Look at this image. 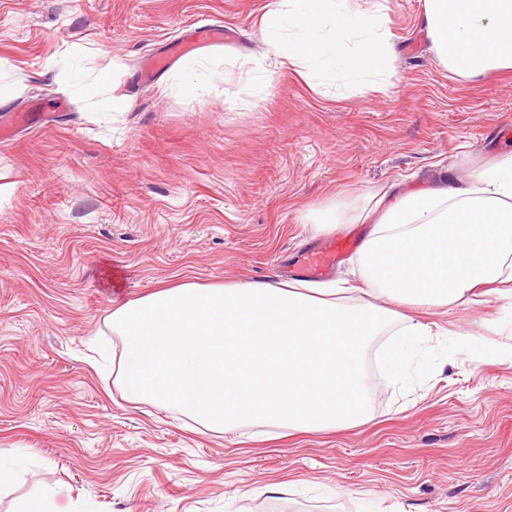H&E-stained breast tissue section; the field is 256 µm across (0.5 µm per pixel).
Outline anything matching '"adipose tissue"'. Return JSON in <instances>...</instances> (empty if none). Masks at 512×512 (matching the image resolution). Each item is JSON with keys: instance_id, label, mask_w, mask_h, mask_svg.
Returning a JSON list of instances; mask_svg holds the SVG:
<instances>
[{"instance_id": "ef3b65f1", "label": "adipose tissue", "mask_w": 512, "mask_h": 512, "mask_svg": "<svg viewBox=\"0 0 512 512\" xmlns=\"http://www.w3.org/2000/svg\"><path fill=\"white\" fill-rule=\"evenodd\" d=\"M420 26L440 65L471 80L512 70V0H423ZM266 55L314 85L385 93L396 77L383 0H275L261 18ZM357 282L184 279L117 306L114 382L212 432L261 427L324 433L371 417L365 357L392 376L417 365L432 329L407 308L464 304L512 283V155L466 181L399 184L369 196Z\"/></svg>"}]
</instances>
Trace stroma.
Listing matches in <instances>:
<instances>
[{
    "label": "stroma",
    "mask_w": 512,
    "mask_h": 512,
    "mask_svg": "<svg viewBox=\"0 0 512 512\" xmlns=\"http://www.w3.org/2000/svg\"><path fill=\"white\" fill-rule=\"evenodd\" d=\"M269 0H0V119L44 120L0 140V448L21 456L0 512H512V297L433 315L428 363L371 374L372 419L266 439L196 430L131 403L93 348L114 304L184 277L282 279L321 245L308 209L512 151V72L473 81L439 65L422 0H389L393 87L313 89L265 62L209 93L179 63L143 61L194 28L231 37L197 54L264 51Z\"/></svg>",
    "instance_id": "1"
}]
</instances>
